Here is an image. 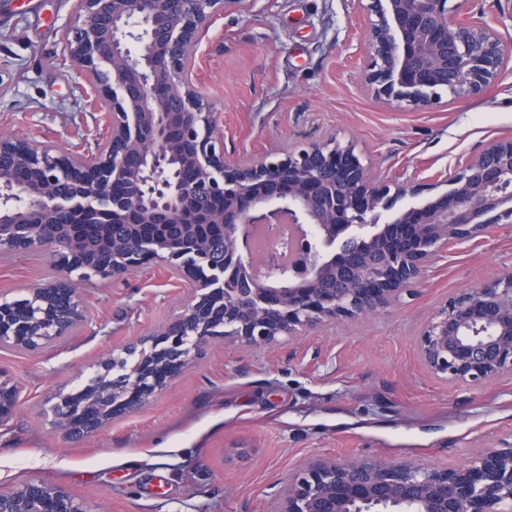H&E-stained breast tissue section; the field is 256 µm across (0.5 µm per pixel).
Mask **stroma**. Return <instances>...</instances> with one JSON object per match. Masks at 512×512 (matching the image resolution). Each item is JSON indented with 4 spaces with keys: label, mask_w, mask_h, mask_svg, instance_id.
Instances as JSON below:
<instances>
[{
    "label": "stroma",
    "mask_w": 512,
    "mask_h": 512,
    "mask_svg": "<svg viewBox=\"0 0 512 512\" xmlns=\"http://www.w3.org/2000/svg\"><path fill=\"white\" fill-rule=\"evenodd\" d=\"M78 0H0V135L95 154L110 135L64 35ZM493 20L508 49L480 94L401 107L367 83L358 0H243L202 33L189 78L213 105L228 164L335 137L389 186L436 199L466 159L512 138V0H448ZM512 267V224L448 246L414 295L383 312L306 328L270 348L215 338L138 413L76 438L55 422L106 354L174 319L187 281L159 263L124 279L82 281L88 318L40 351L0 350L19 390L0 425V490L38 479L93 512H270L289 476L314 459L413 460L445 468L512 437V374L473 386L424 367L419 336L452 295ZM49 252L0 255V300L57 279Z\"/></svg>",
    "instance_id": "stroma-1"
}]
</instances>
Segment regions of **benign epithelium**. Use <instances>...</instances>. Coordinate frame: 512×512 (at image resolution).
Wrapping results in <instances>:
<instances>
[{
	"label": "benign epithelium",
	"instance_id": "obj_1",
	"mask_svg": "<svg viewBox=\"0 0 512 512\" xmlns=\"http://www.w3.org/2000/svg\"><path fill=\"white\" fill-rule=\"evenodd\" d=\"M244 0H80L65 46L108 112L110 137L87 158L15 136L0 138V251L47 250L60 277L0 302V347L36 352L85 320L76 280H118L165 261L193 284L179 317L106 355L77 393L56 396L54 412L73 436H88L135 413L183 373L215 337L271 347L322 322L376 314L413 295L428 264L450 243L512 223V139L487 142L448 179L436 200L398 210L384 224L402 230L382 241L377 264L359 263L362 241L418 189L395 192L373 177L353 149L328 139L278 159L233 168L217 148L210 104L186 73L212 20ZM368 81L387 101L427 105L422 91L444 84L470 97L501 73L505 46L487 22L448 11L447 0H370ZM316 228L299 264H270L248 288L250 224ZM168 224L196 234L186 247L159 234ZM112 262L88 265L85 242ZM341 287L319 284L328 271ZM78 273V279L72 274ZM426 368L479 385L512 373V268L448 299L419 339ZM15 386L0 371V424L16 413ZM0 512H91L64 487L30 480L0 492ZM273 512H512V441L445 469L414 461L318 460L296 471Z\"/></svg>",
	"mask_w": 512,
	"mask_h": 512
}]
</instances>
